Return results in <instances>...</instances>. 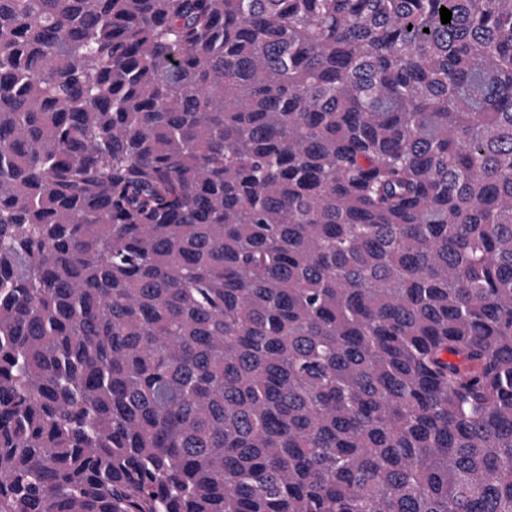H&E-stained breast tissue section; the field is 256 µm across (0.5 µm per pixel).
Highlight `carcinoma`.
<instances>
[{
  "mask_svg": "<svg viewBox=\"0 0 512 512\" xmlns=\"http://www.w3.org/2000/svg\"><path fill=\"white\" fill-rule=\"evenodd\" d=\"M0 512H512V0H0Z\"/></svg>",
  "mask_w": 512,
  "mask_h": 512,
  "instance_id": "1",
  "label": "carcinoma"
}]
</instances>
